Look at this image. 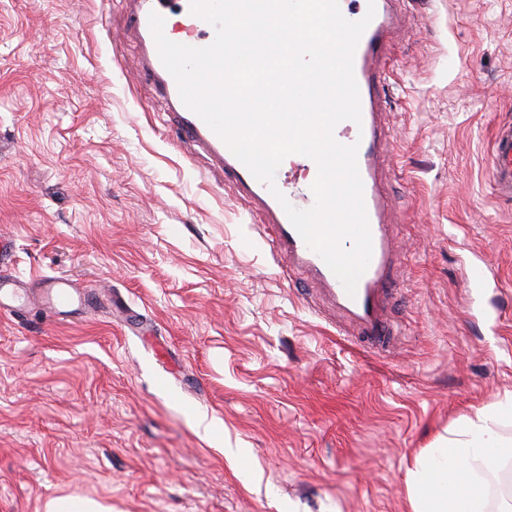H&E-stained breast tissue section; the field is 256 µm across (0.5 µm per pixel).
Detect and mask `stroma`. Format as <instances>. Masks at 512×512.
Wrapping results in <instances>:
<instances>
[{
	"label": "stroma",
	"instance_id": "stroma-1",
	"mask_svg": "<svg viewBox=\"0 0 512 512\" xmlns=\"http://www.w3.org/2000/svg\"><path fill=\"white\" fill-rule=\"evenodd\" d=\"M381 95L390 354L181 139L120 0H0V512H409L412 458L512 393V0H408ZM89 306L52 311L38 282ZM489 174L495 190L503 197L512 199V126L501 127L495 137ZM94 500L75 496H61L52 499L46 512H107Z\"/></svg>",
	"mask_w": 512,
	"mask_h": 512
}]
</instances>
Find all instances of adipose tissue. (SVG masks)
I'll return each instance as SVG.
<instances>
[{"instance_id":"ef3b65f1","label":"adipose tissue","mask_w":512,"mask_h":512,"mask_svg":"<svg viewBox=\"0 0 512 512\" xmlns=\"http://www.w3.org/2000/svg\"><path fill=\"white\" fill-rule=\"evenodd\" d=\"M512 414V395L498 408L465 419L415 456L407 471L411 512H489L478 471H494L503 446L499 426Z\"/></svg>"}]
</instances>
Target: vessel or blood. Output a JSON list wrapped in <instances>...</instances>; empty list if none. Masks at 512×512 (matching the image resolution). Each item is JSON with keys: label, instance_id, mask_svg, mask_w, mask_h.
Returning a JSON list of instances; mask_svg holds the SVG:
<instances>
[{"label": "vessel or blood", "instance_id": "obj_1", "mask_svg": "<svg viewBox=\"0 0 512 512\" xmlns=\"http://www.w3.org/2000/svg\"><path fill=\"white\" fill-rule=\"evenodd\" d=\"M398 0H338L342 15L351 21L361 19L367 10L375 15L362 35L354 56V75L359 88L361 122L346 120L333 130L335 140L358 144V172L363 184V199L372 238V256L359 278L354 293L343 284L322 257L311 249L292 225L286 212L266 185L234 156L228 145L182 102L178 86L163 66L152 33L149 17L159 14L164 19L163 33H182L183 44L205 47L215 38L214 28L194 15L190 0H129L132 16L131 33L141 45L140 71L164 99L168 110L179 119L183 140L205 152L212 163L231 177L234 194L246 201L272 225L273 244L290 267L308 272L317 280L350 319L352 333L378 350L393 345L394 328L386 316L388 282L399 256L398 245L390 233L394 224V206L381 188V149L395 134L384 121V104L379 88L384 80L390 35L399 23ZM489 174L495 190L512 199V126L499 129L491 151ZM43 300L50 309L72 305L74 293L61 277L44 279Z\"/></svg>", "mask_w": 512, "mask_h": 512}]
</instances>
